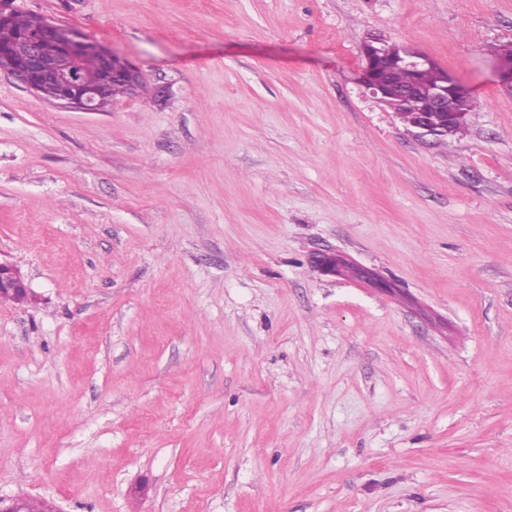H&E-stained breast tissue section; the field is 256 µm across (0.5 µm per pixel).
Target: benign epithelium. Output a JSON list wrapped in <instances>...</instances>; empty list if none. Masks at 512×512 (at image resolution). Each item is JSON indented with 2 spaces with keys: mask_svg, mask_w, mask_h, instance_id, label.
<instances>
[{
  "mask_svg": "<svg viewBox=\"0 0 512 512\" xmlns=\"http://www.w3.org/2000/svg\"><path fill=\"white\" fill-rule=\"evenodd\" d=\"M25 45L21 53L0 47V73L10 74L36 94L42 83L49 80L56 86L55 102L85 112L97 111L100 92L111 83L123 82L133 88L140 79L139 70L125 59L44 17L25 39ZM87 52H94L99 58L94 77L78 70V63ZM361 54L364 60L361 85L405 124L442 140L455 126L468 121L469 112L463 108V103L471 98L470 92L428 56L373 35L362 43ZM501 55L504 62L501 85L512 93V44L503 47ZM396 69L417 75L432 71L437 79L428 87L418 80L408 89H398L390 80L391 72ZM411 97L420 99V107L415 112L406 111V101ZM317 266L330 275L343 272L334 254L318 257ZM4 296H18L26 301L30 289L17 267L0 262V298Z\"/></svg>",
  "mask_w": 512,
  "mask_h": 512,
  "instance_id": "obj_1",
  "label": "benign epithelium"
}]
</instances>
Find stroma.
I'll return each mask as SVG.
<instances>
[{
	"mask_svg": "<svg viewBox=\"0 0 512 512\" xmlns=\"http://www.w3.org/2000/svg\"><path fill=\"white\" fill-rule=\"evenodd\" d=\"M137 67L0 74V497L61 512H512V0H0ZM380 34L480 102L421 137ZM328 252L362 278L320 272ZM26 48L17 53L0 47V74L6 72L38 94L44 81L41 96L70 105L85 112L104 111L118 95L130 94L123 84L111 85L101 96L100 92L113 82H124L133 88L140 79V71L125 59L98 43L84 39L73 30L63 28L41 17L37 28L24 40ZM82 70H78L81 57ZM361 54L364 60L359 77L361 85L402 122L438 140L447 138L452 132L451 136L464 132L467 125L456 126L469 119L470 112L462 105L470 98L468 108L472 112L477 107V100L461 82L441 70L428 56L404 44L373 35L362 43ZM396 69L409 70L416 75L432 71L436 72L437 79L428 87H423L417 80L411 88L398 89L394 85L405 88L413 82L414 75L404 70L391 75ZM411 97L420 99V107L415 112H406V101ZM4 296H19L22 302L27 301L30 289L16 266L0 262V298Z\"/></svg>",
	"mask_w": 512,
	"mask_h": 512,
	"instance_id": "stroma-1",
	"label": "stroma"
}]
</instances>
